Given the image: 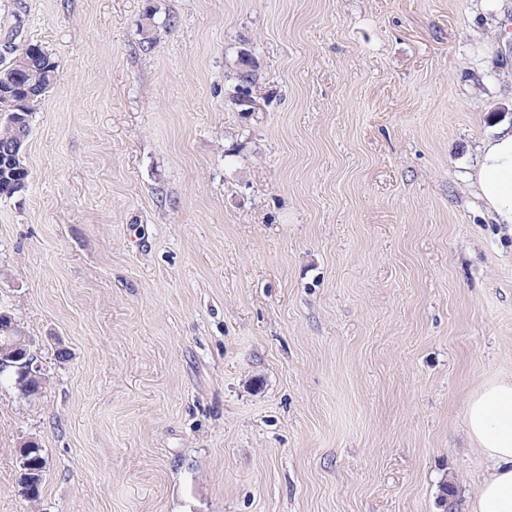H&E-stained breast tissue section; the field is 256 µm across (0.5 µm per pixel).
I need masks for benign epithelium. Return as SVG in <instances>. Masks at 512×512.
<instances>
[{"mask_svg":"<svg viewBox=\"0 0 512 512\" xmlns=\"http://www.w3.org/2000/svg\"><path fill=\"white\" fill-rule=\"evenodd\" d=\"M4 372L16 376L17 387L24 396L30 393L32 383L43 381L42 367L32 350L30 338L8 312L0 310V374ZM46 465L43 456L35 464L26 454L20 455L18 483L22 495H27L31 488L42 482Z\"/></svg>","mask_w":512,"mask_h":512,"instance_id":"1","label":"benign epithelium"}]
</instances>
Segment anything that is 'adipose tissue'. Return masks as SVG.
Returning <instances> with one entry per match:
<instances>
[{"label":"adipose tissue","instance_id":"obj_1","mask_svg":"<svg viewBox=\"0 0 512 512\" xmlns=\"http://www.w3.org/2000/svg\"><path fill=\"white\" fill-rule=\"evenodd\" d=\"M473 179L493 221L512 225V127L482 147ZM466 427L489 464L471 512H512V376L492 377L469 397Z\"/></svg>","mask_w":512,"mask_h":512}]
</instances>
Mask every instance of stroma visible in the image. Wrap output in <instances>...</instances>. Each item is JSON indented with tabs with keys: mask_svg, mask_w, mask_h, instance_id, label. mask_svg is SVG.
<instances>
[{
	"mask_svg": "<svg viewBox=\"0 0 512 512\" xmlns=\"http://www.w3.org/2000/svg\"><path fill=\"white\" fill-rule=\"evenodd\" d=\"M10 37L61 74L0 199L46 379L0 382V512H470L466 403L512 374V227L470 182L512 0H0ZM1 167L0 197L11 198L22 192L26 187L29 176L24 160L22 166L19 164L14 166L4 155L3 158L1 157ZM21 448H27V452L31 450H38L41 451V447L39 444L34 440H27L22 445ZM23 452L20 455V469H19V477H18V483L21 487V493L24 497H28V493L30 492L31 488L34 486L41 484L36 488L34 496L30 498V502H36L40 499L45 478L43 479L44 473L46 472V465L47 461L44 456H39V462L36 466L31 458H27L26 453ZM36 454L35 451H31L29 456L33 457ZM43 480V481H42Z\"/></svg>",
	"mask_w": 512,
	"mask_h": 512,
	"instance_id": "1",
	"label": "stroma"
}]
</instances>
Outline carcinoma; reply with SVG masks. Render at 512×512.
I'll list each match as a JSON object with an SVG mask.
<instances>
[{"label": "carcinoma", "mask_w": 512, "mask_h": 512, "mask_svg": "<svg viewBox=\"0 0 512 512\" xmlns=\"http://www.w3.org/2000/svg\"><path fill=\"white\" fill-rule=\"evenodd\" d=\"M8 53L0 55V68L21 63V81L5 80L0 71V146L25 141L31 134L29 116L31 104L60 77L59 61L36 44L23 47L4 43ZM25 165H12L8 158L0 159V197L11 198L22 192L28 180Z\"/></svg>", "instance_id": "1"}]
</instances>
